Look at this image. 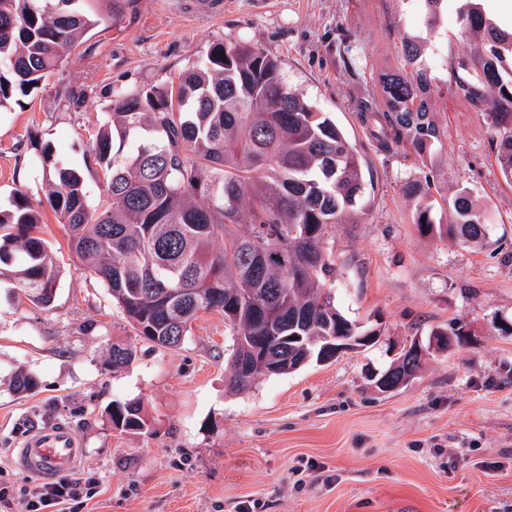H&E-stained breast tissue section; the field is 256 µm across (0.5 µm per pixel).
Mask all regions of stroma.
Here are the masks:
<instances>
[{
  "instance_id": "stroma-1",
  "label": "stroma",
  "mask_w": 512,
  "mask_h": 512,
  "mask_svg": "<svg viewBox=\"0 0 512 512\" xmlns=\"http://www.w3.org/2000/svg\"><path fill=\"white\" fill-rule=\"evenodd\" d=\"M95 25L62 69L0 108V209L17 194L44 199L54 163L81 170L87 199L103 198L90 136L112 95L177 79L208 45L242 39L281 61L289 88L327 113L365 161L356 221L329 238L337 308L381 333L368 349L259 380L230 393L232 338L222 314L203 313L184 343L164 349L136 335L44 210V237L60 269L50 308L0 281V481L15 494L40 478L14 448L51 422L71 426L83 457L70 477L97 479L81 512H512V181L496 163L499 134L457 95L431 85L443 137L433 169L465 187L490 224L484 245L420 234L402 185L422 178L409 146L377 151L359 112L378 75L418 20L395 0H83ZM87 98L68 111L64 94ZM464 327L468 340L428 356L391 394L367 377L394 349L431 330ZM132 349L113 371L112 345ZM24 371L39 382L14 392ZM140 402L149 433H121L112 401Z\"/></svg>"
}]
</instances>
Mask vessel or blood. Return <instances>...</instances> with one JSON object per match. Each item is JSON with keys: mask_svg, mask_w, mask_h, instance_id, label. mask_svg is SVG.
<instances>
[{"mask_svg": "<svg viewBox=\"0 0 512 512\" xmlns=\"http://www.w3.org/2000/svg\"><path fill=\"white\" fill-rule=\"evenodd\" d=\"M83 450L71 428L58 423L32 431L16 448L15 466L36 477L49 479L74 468Z\"/></svg>", "mask_w": 512, "mask_h": 512, "instance_id": "vessel-or-blood-1", "label": "vessel or blood"}]
</instances>
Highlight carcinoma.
Here are the masks:
<instances>
[{"label":"carcinoma","instance_id":"obj_1","mask_svg":"<svg viewBox=\"0 0 512 512\" xmlns=\"http://www.w3.org/2000/svg\"><path fill=\"white\" fill-rule=\"evenodd\" d=\"M80 0H0V107L62 69L95 21ZM427 35L448 0H420ZM469 49L450 76L458 95L503 131L497 144L502 176L512 180V26H501L485 0H456ZM428 39L409 34L396 69L380 74L381 99L361 105L380 126L383 151L408 145L421 161L435 154L441 131L433 119L431 78L421 67ZM131 141L123 156L115 140ZM104 176V197L89 205L82 174L56 166L45 199L70 236L68 245L136 335L177 347L201 312L224 315L232 336L228 387L244 392L261 378L320 362L331 337L366 336L336 307L328 236L353 223L364 189L360 155L338 126L282 80L280 61L244 41L211 44L177 82L145 85L112 98L109 120L91 142ZM440 191L429 175L403 185L422 233L483 244L484 212L460 187ZM450 214L446 227L435 213ZM42 213L24 197L0 210V278L32 304L47 308L59 270L42 233ZM112 370L133 351L110 349ZM37 380L14 376L30 393ZM112 427L149 430L138 402H115Z\"/></svg>","mask_w":512,"mask_h":512}]
</instances>
